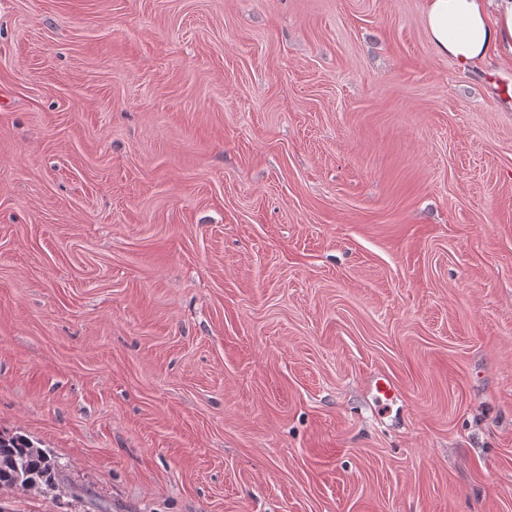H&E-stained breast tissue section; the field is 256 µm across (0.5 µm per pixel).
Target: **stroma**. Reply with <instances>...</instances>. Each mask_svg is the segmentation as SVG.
<instances>
[{
    "label": "stroma",
    "mask_w": 512,
    "mask_h": 512,
    "mask_svg": "<svg viewBox=\"0 0 512 512\" xmlns=\"http://www.w3.org/2000/svg\"><path fill=\"white\" fill-rule=\"evenodd\" d=\"M425 2L0 0V512H512V67ZM372 384L376 392V401L379 403V407L384 413V409L400 397V389L393 379L387 375L376 376L373 378ZM384 414H386V412ZM53 464L48 467L46 459ZM63 468L22 435L0 433V488H18L26 482L50 487L62 479Z\"/></svg>",
    "instance_id": "obj_1"
}]
</instances>
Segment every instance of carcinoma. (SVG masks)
Instances as JSON below:
<instances>
[{"label": "carcinoma", "instance_id": "1", "mask_svg": "<svg viewBox=\"0 0 512 512\" xmlns=\"http://www.w3.org/2000/svg\"><path fill=\"white\" fill-rule=\"evenodd\" d=\"M48 458L50 454L24 436L0 433V488H16L26 482L54 485L62 479L63 468L56 462L47 466Z\"/></svg>", "mask_w": 512, "mask_h": 512}]
</instances>
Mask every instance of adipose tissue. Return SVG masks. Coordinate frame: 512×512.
I'll list each match as a JSON object with an SVG mask.
<instances>
[{
	"label": "adipose tissue",
	"instance_id": "1",
	"mask_svg": "<svg viewBox=\"0 0 512 512\" xmlns=\"http://www.w3.org/2000/svg\"><path fill=\"white\" fill-rule=\"evenodd\" d=\"M424 25L435 51L462 67L512 58V0H427Z\"/></svg>",
	"mask_w": 512,
	"mask_h": 512
}]
</instances>
